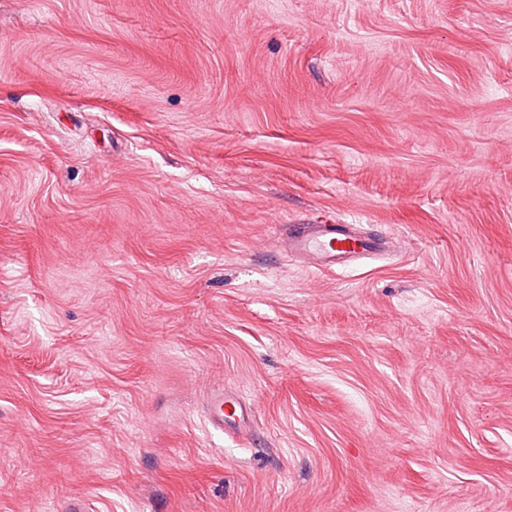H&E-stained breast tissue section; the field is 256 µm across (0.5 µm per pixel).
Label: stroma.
<instances>
[{
    "instance_id": "1",
    "label": "stroma",
    "mask_w": 512,
    "mask_h": 512,
    "mask_svg": "<svg viewBox=\"0 0 512 512\" xmlns=\"http://www.w3.org/2000/svg\"><path fill=\"white\" fill-rule=\"evenodd\" d=\"M77 502L512 512V0H0V512ZM288 236V251L301 258L310 267L318 270H334L336 261L355 255H367L380 251L381 239L366 240L352 234L339 224H303ZM208 410L212 423L220 428H224V419L236 420L248 416L247 408L240 401L227 398L224 401V391H217L211 395Z\"/></svg>"
}]
</instances>
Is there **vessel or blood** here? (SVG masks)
<instances>
[{
	"mask_svg": "<svg viewBox=\"0 0 512 512\" xmlns=\"http://www.w3.org/2000/svg\"><path fill=\"white\" fill-rule=\"evenodd\" d=\"M286 245L290 253L300 257L310 267L330 271L338 260L380 251L383 242L344 233L336 224H307L289 235ZM208 410L212 423L219 427L226 420L248 415L247 408L241 402L225 398L220 391L211 395Z\"/></svg>",
	"mask_w": 512,
	"mask_h": 512,
	"instance_id": "1",
	"label": "vessel or blood"
}]
</instances>
